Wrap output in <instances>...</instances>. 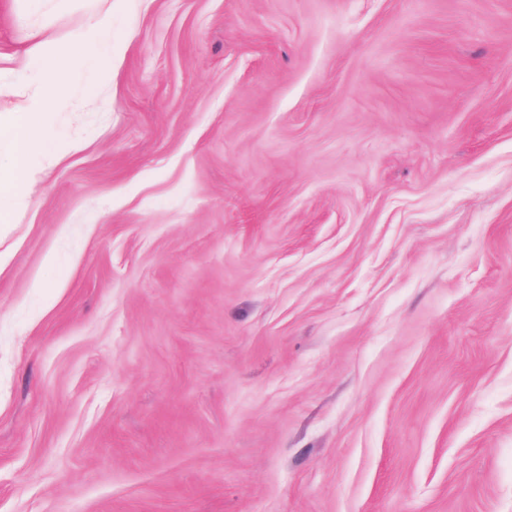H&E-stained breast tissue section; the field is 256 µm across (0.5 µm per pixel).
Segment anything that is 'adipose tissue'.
<instances>
[{
    "label": "adipose tissue",
    "instance_id": "obj_1",
    "mask_svg": "<svg viewBox=\"0 0 512 512\" xmlns=\"http://www.w3.org/2000/svg\"><path fill=\"white\" fill-rule=\"evenodd\" d=\"M102 14L89 28L75 31L69 44L62 45L54 39L46 38L22 60L23 68L43 88L33 96L25 110L15 116L0 118V141L9 147L7 163H0V215H8L23 205L29 197L36 180L30 166L32 156L47 159L58 157V142L46 125L45 116L55 99L63 97L75 77L72 67L82 62L84 71L99 76V83L88 86L87 92L96 96L104 89L105 79L111 78L114 61L112 43V2L100 0ZM98 47L94 57H79L78 47L87 43Z\"/></svg>",
    "mask_w": 512,
    "mask_h": 512
}]
</instances>
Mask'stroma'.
Here are the masks:
<instances>
[{"mask_svg":"<svg viewBox=\"0 0 512 512\" xmlns=\"http://www.w3.org/2000/svg\"><path fill=\"white\" fill-rule=\"evenodd\" d=\"M94 0H0L20 62ZM0 221V512H512V0H115Z\"/></svg>","mask_w":512,"mask_h":512,"instance_id":"1","label":"stroma"}]
</instances>
